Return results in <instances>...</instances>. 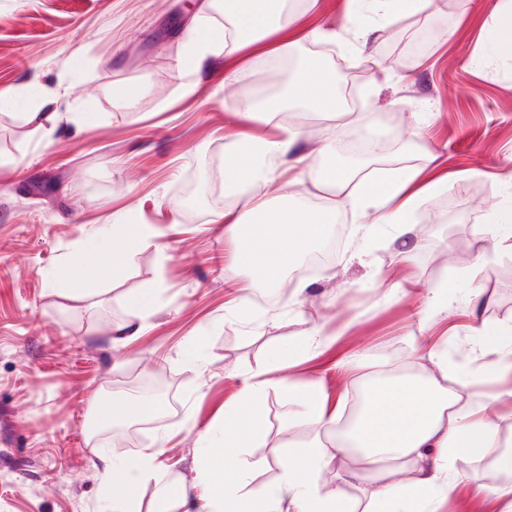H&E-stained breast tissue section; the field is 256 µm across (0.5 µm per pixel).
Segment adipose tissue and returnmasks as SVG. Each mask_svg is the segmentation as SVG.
Here are the masks:
<instances>
[{"mask_svg": "<svg viewBox=\"0 0 512 512\" xmlns=\"http://www.w3.org/2000/svg\"><path fill=\"white\" fill-rule=\"evenodd\" d=\"M365 2V10H346L357 47L367 44L376 27L395 24L410 13H435L441 8V0ZM224 19L229 25L227 34L201 24L186 41L183 61L191 70L202 71L220 57L224 78L230 81L245 64L287 54L304 35L299 15L285 11L283 0H224ZM292 99L311 111L334 113L337 101L332 71L309 59L279 95L260 104L254 103L248 90L238 95L245 122L260 121L279 130L273 138L239 133L231 143L230 160L224 169L225 189L245 197L241 209L223 215L237 243L234 260L244 273L245 295L277 285L289 267L326 238L336 221L335 208L318 212L303 208L300 191L286 192L278 205L271 204L263 192L279 169L290 163L304 137L299 127L280 124V116ZM315 168L317 184L342 196L361 217L356 230L364 238L369 227L363 219L370 213L376 223L393 225L397 236L409 234V221L419 201L444 185L440 179L420 182L416 171L365 177L358 165L325 157L316 161ZM154 236L146 224L111 225L105 237L87 242L97 255L96 262L84 261L82 250H75L47 271L45 280L50 287L70 294L88 295L103 281L117 278L123 259L150 245ZM245 295L238 300L242 310L247 307ZM320 336V330L308 331L294 350H282L277 355L280 392L300 407L301 425L318 430L335 425L339 411L329 407L317 386H298L289 369L294 361L305 357ZM427 357L430 367L426 376H407L373 387L354 428L346 439L336 442L338 453L358 449L364 465L378 470L363 490V512H418L419 507L443 499L448 473L460 456L478 457L492 448L501 467H512V438H500L490 413L491 402L459 404L448 388L447 358L433 351ZM267 388V381L254 377L246 380L235 403L224 413L225 447L249 448L261 436L259 408ZM329 458L322 440L313 438L289 454L280 479L258 494L248 489L244 476L231 479L217 466H210L213 493L204 512H351L324 477Z\"/></svg>", "mask_w": 512, "mask_h": 512, "instance_id": "1", "label": "adipose tissue"}]
</instances>
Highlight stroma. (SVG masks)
<instances>
[{
	"mask_svg": "<svg viewBox=\"0 0 512 512\" xmlns=\"http://www.w3.org/2000/svg\"><path fill=\"white\" fill-rule=\"evenodd\" d=\"M500 6L443 0L439 12L378 31L366 50L305 39L288 53V69L240 71L243 83L274 95L306 59L334 58L346 68L337 89L355 98L332 120L289 103L281 122L306 130L297 151L307 161L268 183L271 200L295 179L309 209L335 205L331 191L315 187L309 159L324 148L344 155L354 135L386 148L368 172L418 170L433 154L448 177L422 199L405 238L382 224L359 239L356 217L337 207L335 261L304 277L285 273L276 299H252L244 316L232 306L243 280L236 244L216 220L243 200L214 186L235 134L273 131L242 121L225 93L223 59L199 73L179 65L197 15L218 29L219 12L208 0H0V95L45 102L40 125L0 104V512H113L100 455L119 473L159 442L154 475L133 488L126 512H154L162 498L168 512H201L210 459L228 473L245 468L249 489L260 492L312 435L305 427L281 434L298 408L279 395L275 358L316 328L324 340L291 375L318 386L329 405L348 407L360 390L343 360L366 362L369 379L403 365L421 341L446 346L449 390L474 402L496 398L498 431L512 434V375L496 371V344L477 333L512 329V254L485 229L493 208L512 203V53L483 50L497 35ZM130 86L142 89L131 106L121 95ZM79 107L89 113L81 131L69 118ZM127 219L151 225L155 237L118 280L82 298L45 284L43 270L104 224ZM406 248L413 263L396 262ZM476 267L480 275L469 278ZM397 282L406 290L387 292ZM158 283L141 336L115 343L118 327L136 317L131 297ZM441 283L451 305L423 316L427 289ZM257 373L269 383L265 438L225 447L224 412ZM154 375L167 380L169 399L147 415L119 411L96 425L98 404L132 401V386ZM505 480L491 463L457 459L436 512H501L495 491Z\"/></svg>",
	"mask_w": 512,
	"mask_h": 512,
	"instance_id": "1",
	"label": "stroma"
}]
</instances>
